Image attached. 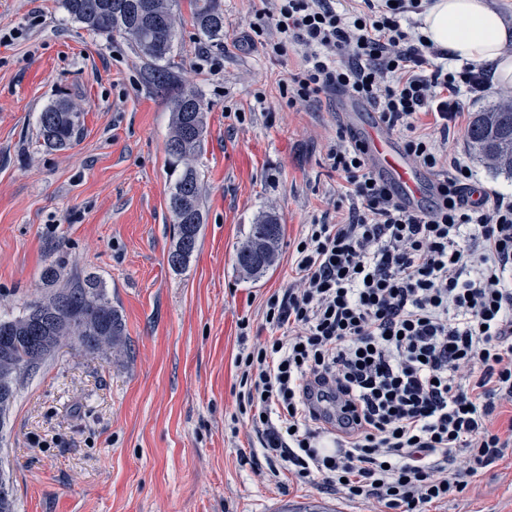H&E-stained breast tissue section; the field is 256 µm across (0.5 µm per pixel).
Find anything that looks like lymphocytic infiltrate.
Returning a JSON list of instances; mask_svg holds the SVG:
<instances>
[{
	"label": "lymphocytic infiltrate",
	"instance_id": "lymphocytic-infiltrate-1",
	"mask_svg": "<svg viewBox=\"0 0 512 512\" xmlns=\"http://www.w3.org/2000/svg\"><path fill=\"white\" fill-rule=\"evenodd\" d=\"M432 0H274L256 11L249 46L302 66L288 104L340 91L372 105L404 149L435 173L428 205L409 210L355 138L329 152L355 205L347 221L307 225L298 287L269 295L271 334L235 357L236 403L257 434L251 457L381 512H420L462 494L499 460L493 428L512 402V197L471 194L477 170L418 131H441L492 88L487 68L448 67L409 14Z\"/></svg>",
	"mask_w": 512,
	"mask_h": 512
}]
</instances>
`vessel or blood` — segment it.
<instances>
[{"instance_id": "1", "label": "vessel or blood", "mask_w": 512, "mask_h": 512, "mask_svg": "<svg viewBox=\"0 0 512 512\" xmlns=\"http://www.w3.org/2000/svg\"><path fill=\"white\" fill-rule=\"evenodd\" d=\"M364 105L352 96L342 98V118L364 147L373 170L395 188L402 204L418 209L432 182L412 164L396 138L382 125L363 118Z\"/></svg>"}]
</instances>
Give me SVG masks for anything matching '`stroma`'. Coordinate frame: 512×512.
<instances>
[{
  "instance_id": "35a3bbf8",
  "label": "stroma",
  "mask_w": 512,
  "mask_h": 512,
  "mask_svg": "<svg viewBox=\"0 0 512 512\" xmlns=\"http://www.w3.org/2000/svg\"><path fill=\"white\" fill-rule=\"evenodd\" d=\"M224 40H200L181 11L174 63L207 107L198 159L205 224L187 268L168 255L174 228L166 101L145 86L129 41L70 19L61 0H0V316L19 313L55 266L93 277L119 310L122 355L63 344L22 383L0 444L17 512H376L372 502L299 481H267L240 458L252 432L236 410L234 359L264 340L261 304L295 282L305 224L347 219L353 202L327 160L343 121L338 99L287 105L280 85L301 59L271 58L246 34L259 0H223ZM212 66L196 69L200 49ZM78 105L81 132L46 148L40 112ZM277 216L276 264L244 278L236 252L251 224ZM248 320V337L238 324ZM430 512H512V447Z\"/></svg>"
}]
</instances>
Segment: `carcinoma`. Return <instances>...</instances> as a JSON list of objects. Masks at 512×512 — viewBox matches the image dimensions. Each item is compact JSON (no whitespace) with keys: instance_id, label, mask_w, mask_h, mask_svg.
<instances>
[{"instance_id":"obj_1","label":"carcinoma","mask_w":512,"mask_h":512,"mask_svg":"<svg viewBox=\"0 0 512 512\" xmlns=\"http://www.w3.org/2000/svg\"><path fill=\"white\" fill-rule=\"evenodd\" d=\"M201 36L211 43L224 40L222 0H188ZM72 20L94 33L126 35L142 62L147 86L163 96L172 115L166 143L168 165L175 175L168 208L175 230L172 264L187 266L197 249L205 223L203 191L197 157L206 133L202 97L186 88L172 59L179 40V0H62ZM40 135L52 150L70 147L81 131L80 112L67 100L47 106L39 115ZM467 142L475 155L495 170L512 175V100L474 113ZM283 229L273 214L250 226L236 254L240 274L261 277L278 257ZM55 287L48 296L27 305L25 313L0 319V432L23 377L37 370L64 342H75L91 353L124 350L122 319L97 281L74 279L57 286V269L50 265L41 275Z\"/></svg>"}]
</instances>
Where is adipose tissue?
Instances as JSON below:
<instances>
[{
    "label": "adipose tissue",
    "instance_id": "obj_1",
    "mask_svg": "<svg viewBox=\"0 0 512 512\" xmlns=\"http://www.w3.org/2000/svg\"><path fill=\"white\" fill-rule=\"evenodd\" d=\"M422 31L449 58L491 67L494 79L512 85V25L488 0H435L423 15Z\"/></svg>",
    "mask_w": 512,
    "mask_h": 512
}]
</instances>
